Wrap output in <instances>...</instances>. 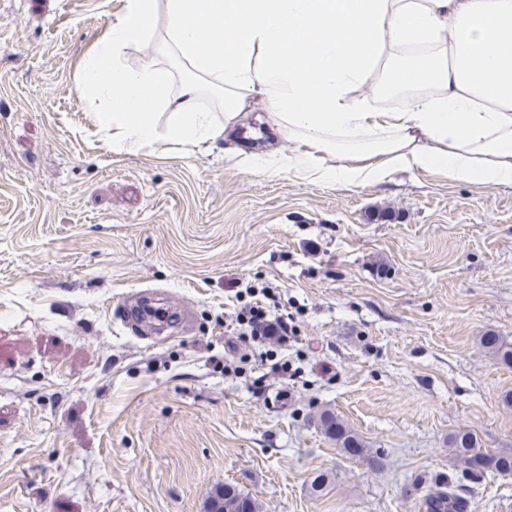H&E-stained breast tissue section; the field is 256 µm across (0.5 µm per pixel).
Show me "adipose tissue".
<instances>
[{
	"mask_svg": "<svg viewBox=\"0 0 512 512\" xmlns=\"http://www.w3.org/2000/svg\"><path fill=\"white\" fill-rule=\"evenodd\" d=\"M153 39L158 58L129 63ZM76 88L116 152L232 141L260 107L284 147L240 154L249 168L512 183V0H125Z\"/></svg>",
	"mask_w": 512,
	"mask_h": 512,
	"instance_id": "adipose-tissue-1",
	"label": "adipose tissue"
}]
</instances>
